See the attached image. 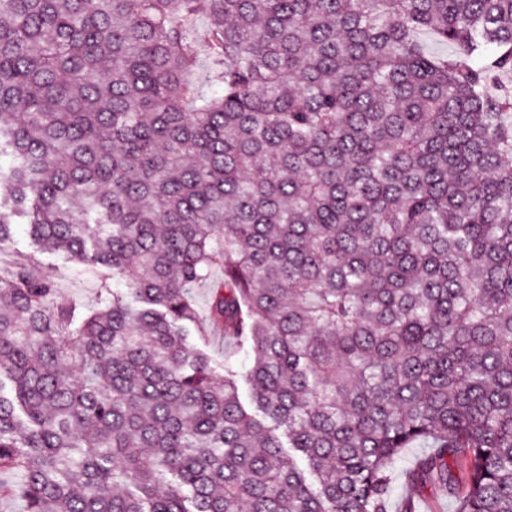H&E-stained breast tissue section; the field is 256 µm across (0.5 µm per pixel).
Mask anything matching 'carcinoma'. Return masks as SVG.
Here are the masks:
<instances>
[{"mask_svg": "<svg viewBox=\"0 0 512 512\" xmlns=\"http://www.w3.org/2000/svg\"><path fill=\"white\" fill-rule=\"evenodd\" d=\"M505 73L512 0H0V252L22 220L126 284L0 267L3 492L387 512L425 443L413 483L512 512ZM189 345L191 348L205 350L214 360L216 381L224 380V339L219 336H200L193 331V336H189Z\"/></svg>", "mask_w": 512, "mask_h": 512, "instance_id": "obj_1", "label": "carcinoma"}]
</instances>
